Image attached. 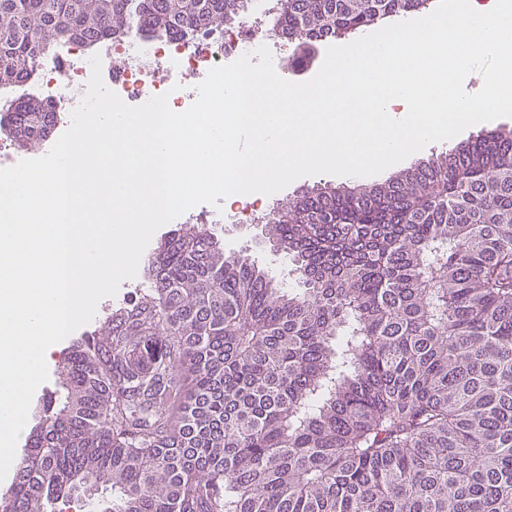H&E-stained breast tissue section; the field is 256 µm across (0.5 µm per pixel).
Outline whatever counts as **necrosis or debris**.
<instances>
[{"mask_svg": "<svg viewBox=\"0 0 512 512\" xmlns=\"http://www.w3.org/2000/svg\"><path fill=\"white\" fill-rule=\"evenodd\" d=\"M270 24L244 17L238 26L197 32L185 37L154 39L131 33L98 41L94 53L102 59V78L128 105L139 106L165 93L177 112L186 111L197 99L196 87L217 66L269 44ZM91 53V54H94ZM83 46L71 44L49 62L39 63L29 91L49 103L57 125L68 129L71 112L86 91L91 74Z\"/></svg>", "mask_w": 512, "mask_h": 512, "instance_id": "obj_1", "label": "necrosis or debris"}]
</instances>
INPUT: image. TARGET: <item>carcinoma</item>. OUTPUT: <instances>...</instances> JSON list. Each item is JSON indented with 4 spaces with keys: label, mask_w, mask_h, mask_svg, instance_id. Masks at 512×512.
I'll use <instances>...</instances> for the list:
<instances>
[{
    "label": "carcinoma",
    "mask_w": 512,
    "mask_h": 512,
    "mask_svg": "<svg viewBox=\"0 0 512 512\" xmlns=\"http://www.w3.org/2000/svg\"><path fill=\"white\" fill-rule=\"evenodd\" d=\"M250 0H0V85L56 38L230 28ZM425 0H279L274 32L344 39ZM57 116L21 97L30 150ZM265 223L300 287L186 224L150 288L61 363L0 512H46L89 478L112 512H512V135L482 134L382 183L313 187Z\"/></svg>",
    "instance_id": "1"
}]
</instances>
